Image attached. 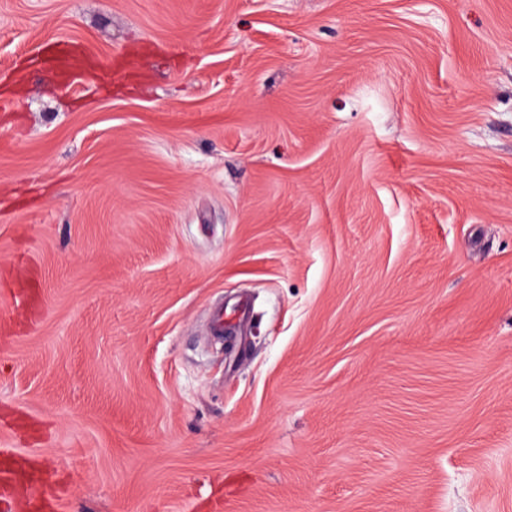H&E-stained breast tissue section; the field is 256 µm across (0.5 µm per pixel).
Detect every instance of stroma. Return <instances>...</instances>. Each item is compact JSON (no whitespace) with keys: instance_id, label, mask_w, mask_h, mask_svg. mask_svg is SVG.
Wrapping results in <instances>:
<instances>
[{"instance_id":"35a3bbf8","label":"stroma","mask_w":512,"mask_h":512,"mask_svg":"<svg viewBox=\"0 0 512 512\" xmlns=\"http://www.w3.org/2000/svg\"><path fill=\"white\" fill-rule=\"evenodd\" d=\"M2 466L512 512V0H0Z\"/></svg>"}]
</instances>
